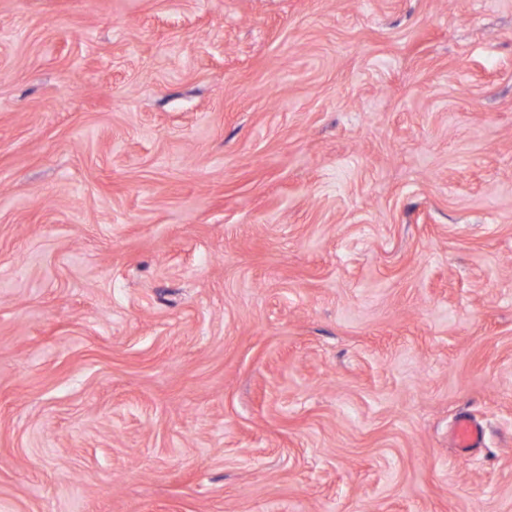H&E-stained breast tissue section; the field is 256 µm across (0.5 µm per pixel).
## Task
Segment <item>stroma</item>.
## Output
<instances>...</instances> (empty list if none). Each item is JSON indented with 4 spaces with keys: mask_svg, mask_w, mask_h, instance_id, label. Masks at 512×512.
Instances as JSON below:
<instances>
[{
    "mask_svg": "<svg viewBox=\"0 0 512 512\" xmlns=\"http://www.w3.org/2000/svg\"><path fill=\"white\" fill-rule=\"evenodd\" d=\"M0 512H512V0H0ZM454 447L462 456L468 454L473 448H479L483 440V430L468 416L456 419L451 431Z\"/></svg>",
    "mask_w": 512,
    "mask_h": 512,
    "instance_id": "1",
    "label": "stroma"
}]
</instances>
